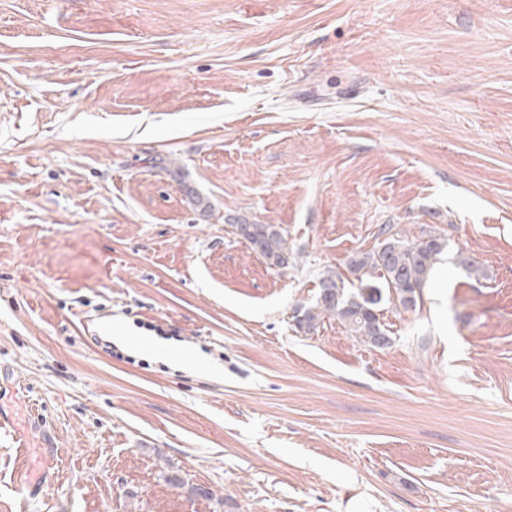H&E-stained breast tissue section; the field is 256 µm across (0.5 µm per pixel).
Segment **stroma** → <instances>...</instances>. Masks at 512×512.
<instances>
[{"instance_id": "stroma-1", "label": "stroma", "mask_w": 512, "mask_h": 512, "mask_svg": "<svg viewBox=\"0 0 512 512\" xmlns=\"http://www.w3.org/2000/svg\"><path fill=\"white\" fill-rule=\"evenodd\" d=\"M383 224L391 346L297 329ZM0 408V512H512V0H0ZM233 233L270 265L288 267V242L284 232L273 224H256L239 217L231 224Z\"/></svg>"}]
</instances>
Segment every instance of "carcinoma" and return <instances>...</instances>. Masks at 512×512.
<instances>
[{"label": "carcinoma", "mask_w": 512, "mask_h": 512, "mask_svg": "<svg viewBox=\"0 0 512 512\" xmlns=\"http://www.w3.org/2000/svg\"><path fill=\"white\" fill-rule=\"evenodd\" d=\"M232 228L269 264L288 267V242L280 228L256 224L245 217L237 218ZM447 247L448 239L440 234L428 231L410 238L393 224L381 225L377 246L350 258L347 270L358 282L357 287L347 292L339 273L324 271L315 303L295 315L297 328L311 333L321 320L334 316L369 346H389L388 330L380 319L382 304L391 302L406 311L421 306L432 269Z\"/></svg>", "instance_id": "obj_1"}]
</instances>
